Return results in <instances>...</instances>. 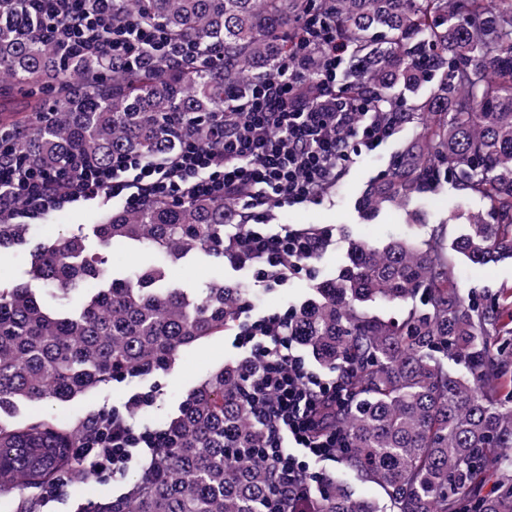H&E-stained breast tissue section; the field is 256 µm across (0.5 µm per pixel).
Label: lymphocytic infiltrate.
Here are the masks:
<instances>
[{
	"label": "lymphocytic infiltrate",
	"mask_w": 512,
	"mask_h": 512,
	"mask_svg": "<svg viewBox=\"0 0 512 512\" xmlns=\"http://www.w3.org/2000/svg\"><path fill=\"white\" fill-rule=\"evenodd\" d=\"M113 2L27 0L31 29L82 58L197 56L194 45L170 40L150 23L113 26ZM314 46L320 57L311 56ZM349 70V48L333 23L301 18L295 46L273 73L253 83L239 111L216 118L203 138L186 139L171 154H121L108 166L79 157L62 169L37 171L0 153V220L31 224L49 211L96 198L117 199L128 208L148 199L173 205L192 198L229 201L247 221L225 235V259L251 268L258 286L285 285L307 270L331 235L312 227L270 232L267 210L320 202L356 157L399 129L396 119L337 95ZM294 318L288 311L233 326L251 364L244 374L246 394L262 425L261 455L272 469L275 512H292L294 500L321 482L311 460L335 459L343 446L324 410L327 402H345V383L309 370L294 354ZM162 445L161 432L137 428L116 410L103 419L96 446L84 449L85 469L121 476L138 466L140 449Z\"/></svg>",
	"instance_id": "f902f5d3"
}]
</instances>
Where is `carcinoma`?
I'll return each instance as SVG.
<instances>
[{"instance_id": "carcinoma-1", "label": "carcinoma", "mask_w": 512, "mask_h": 512, "mask_svg": "<svg viewBox=\"0 0 512 512\" xmlns=\"http://www.w3.org/2000/svg\"><path fill=\"white\" fill-rule=\"evenodd\" d=\"M330 16L350 46L353 70L337 94L397 113L412 135L359 207H403L448 180L478 197L484 213L443 243L441 227L415 243L356 242L351 265L323 282L295 316L314 360L347 378L334 424L345 435L341 475L298 512H381L345 482L381 490L389 512H512V327L459 281L458 257L485 264L512 257V0H120L116 24L146 21L201 54L131 66L78 61L27 34L22 0H0V109L15 136L13 158L59 169L75 153L112 163L120 153L164 156L180 136L236 111L254 80L293 46L295 19ZM429 86L410 102L397 86ZM245 217L230 202L114 207L92 225L99 252L80 235L30 244L26 224L0 222V251L31 245L27 281L0 278V412L23 402L66 403L117 380L166 371L179 352L231 327L240 289L215 282L193 295L150 265L116 276L102 252L115 243L188 256H224V225ZM94 279L99 288L86 292ZM403 307L396 322L365 312ZM244 366L229 364L192 388L164 432L168 446L131 490L84 512H271L270 466L250 449L261 428L247 404ZM99 416L70 425L52 417L0 421V496L28 504L75 472ZM495 469L492 489L478 491Z\"/></svg>"}]
</instances>
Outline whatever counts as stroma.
I'll return each instance as SVG.
<instances>
[{
    "instance_id": "obj_1",
    "label": "stroma",
    "mask_w": 512,
    "mask_h": 512,
    "mask_svg": "<svg viewBox=\"0 0 512 512\" xmlns=\"http://www.w3.org/2000/svg\"><path fill=\"white\" fill-rule=\"evenodd\" d=\"M411 134L410 128H401L389 141L376 150L363 154L348 167L336 187H333L316 204L294 207L270 208L267 221L279 226L310 225L331 230L329 246L312 260L313 271L278 288H259L250 269L236 268L217 259L187 257L174 259L163 254L126 244L113 245L108 253V263L114 273L132 270L159 262L166 272L168 283L196 292L221 281L228 287L245 288L253 313L299 311L315 295L318 283L334 277L348 261L350 240L366 239L382 246L394 237L426 239L433 225L446 222V235L456 238L466 233L470 222L482 212L479 200L463 196L454 188L431 193L411 201L406 210L386 208L369 216L358 207V199L365 187L375 177L383 174L403 140ZM103 206L92 202L73 205L72 208L48 215L32 224L34 240L44 241L63 235L83 232L88 234L97 223ZM458 213L459 221L448 223L449 213ZM89 250H96L95 239L87 241ZM466 291L479 301L498 299L503 287L512 286V259L488 265L463 261L461 265ZM245 355L238 348L232 335L214 336L182 350L171 370L157 372L89 393L68 403L22 404L10 412L9 421L21 422L32 415L77 420L103 410L122 409L137 392L154 391L156 401L141 408L135 415L137 424L153 429L161 428L164 421L174 415L188 392L212 370L228 363H235ZM135 476L84 473L82 478L64 479L58 486L65 512H80L88 501L104 499L128 492Z\"/></svg>"
}]
</instances>
